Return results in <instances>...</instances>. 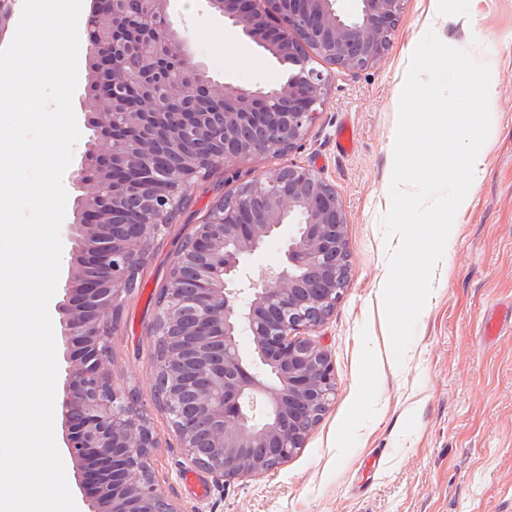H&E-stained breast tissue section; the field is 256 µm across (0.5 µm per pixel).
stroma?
Returning a JSON list of instances; mask_svg holds the SVG:
<instances>
[{
    "label": "stroma",
    "instance_id": "obj_1",
    "mask_svg": "<svg viewBox=\"0 0 512 512\" xmlns=\"http://www.w3.org/2000/svg\"><path fill=\"white\" fill-rule=\"evenodd\" d=\"M176 31H188L196 62L216 82L247 88L280 81L275 57L244 37L208 0H163ZM428 0H404L385 56L364 70L315 60L331 76L325 104L291 152L217 166L191 184L165 236L155 242L112 337V384L136 391L159 433L152 468L179 512H512V0H485L467 22L466 0L424 26ZM434 32L449 46L495 65L492 110L481 180L470 207L457 213L446 263L432 271L433 292L402 362L391 348L378 306L388 277L383 218L390 208L389 147L398 121L410 40ZM223 41L217 59L211 47ZM354 132L341 150L337 132ZM295 162L333 186L347 218L348 281L312 337L336 376L331 404L302 448L257 478L201 479L197 496L165 414L151 403L154 366L149 331L173 253L224 188ZM498 314L500 332L482 324Z\"/></svg>",
    "mask_w": 512,
    "mask_h": 512
}]
</instances>
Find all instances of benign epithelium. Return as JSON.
Returning a JSON list of instances; mask_svg holds the SVG:
<instances>
[{
	"label": "benign epithelium",
	"mask_w": 512,
	"mask_h": 512,
	"mask_svg": "<svg viewBox=\"0 0 512 512\" xmlns=\"http://www.w3.org/2000/svg\"><path fill=\"white\" fill-rule=\"evenodd\" d=\"M148 3L139 28L124 24L121 0H93L90 76L84 106L96 142L71 181L80 218L71 244L61 314L68 366L61 403L63 441L80 474L82 512H179L155 483L150 459L159 438L141 397L116 390L106 362L124 298L135 288L154 242L182 201L184 187L219 162L280 156L305 138L324 105L329 76L316 55L346 70L386 54L404 0H356L352 17L336 0H212L245 37L261 44L292 77L269 88L187 82L202 69L182 45L163 6ZM286 21L274 29L271 14ZM140 59L145 101L160 72L173 100L192 98L177 132L164 112L128 105L127 58ZM156 151L151 177L139 176ZM112 188V201L97 187ZM291 226L284 261L253 280L244 261ZM347 219L336 190L291 163L230 189L175 252L151 332L152 399L169 418L185 458L218 480L257 477L302 447L336 389L328 353L304 334L330 315L348 268Z\"/></svg>",
	"instance_id": "benign-epithelium-1"
}]
</instances>
